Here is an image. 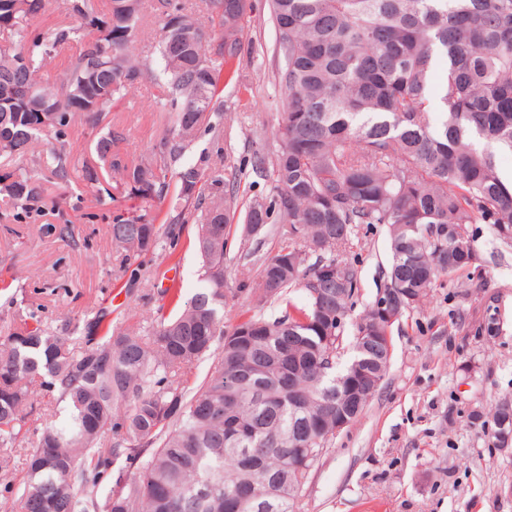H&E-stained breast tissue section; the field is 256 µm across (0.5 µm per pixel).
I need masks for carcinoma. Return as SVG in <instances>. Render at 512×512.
I'll list each match as a JSON object with an SVG mask.
<instances>
[{
    "label": "carcinoma",
    "instance_id": "obj_1",
    "mask_svg": "<svg viewBox=\"0 0 512 512\" xmlns=\"http://www.w3.org/2000/svg\"><path fill=\"white\" fill-rule=\"evenodd\" d=\"M64 0L76 24L50 43L32 41L24 63L3 59L0 152L24 157L45 129L58 137L76 117L95 125L112 99L154 77L133 53L143 0ZM210 24L160 0L165 18H185L181 37L164 23L160 54L172 113V136L137 163L121 150L122 132L96 142L103 165L131 195L164 198L176 177V200L202 212L196 248L204 287L169 314L159 305L143 327L118 323L102 336L69 339L51 328L0 336V468L22 460L25 477L4 512H299L302 491L335 436L336 356L372 364L375 348L355 350L363 330L378 331L376 307L353 320L360 271L350 254L362 224L389 236L384 288L414 300L478 269L472 224H492L512 240V183L497 164L512 153V0H271L286 97L275 149L255 154L251 169L205 179L199 163L172 173L196 137L243 49L252 0H202ZM44 0H0V32L23 38ZM80 42L65 81L39 71L61 44ZM447 69L432 76L439 58ZM104 94L96 112L85 103ZM57 112L46 122L40 113ZM65 180L70 155L52 153ZM271 182L243 216L238 260L254 269L226 287L224 259L241 183ZM0 188L25 208L41 194L26 176L0 175ZM174 228L118 216L112 243L137 259ZM336 277H324L327 268ZM254 314L226 316L239 299ZM278 303L267 315L264 308ZM220 351H215V344ZM213 356L204 381L192 370ZM305 393L288 403V377ZM58 395L72 426L46 427L18 448L34 383ZM322 423L316 454L297 470L309 420ZM115 488L99 494L105 476Z\"/></svg>",
    "mask_w": 512,
    "mask_h": 512
}]
</instances>
